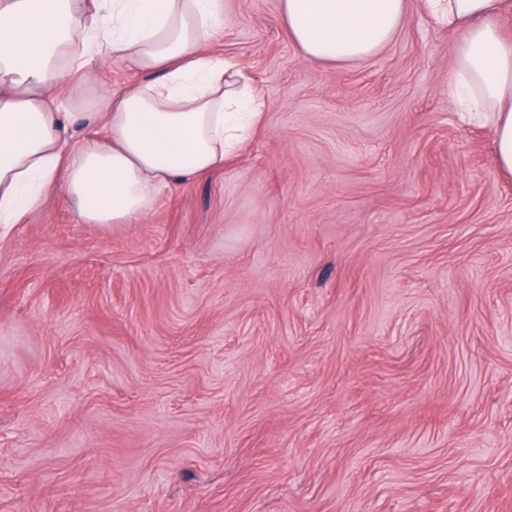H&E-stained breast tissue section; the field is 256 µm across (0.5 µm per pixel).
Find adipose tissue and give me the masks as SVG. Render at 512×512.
Here are the masks:
<instances>
[{
    "mask_svg": "<svg viewBox=\"0 0 512 512\" xmlns=\"http://www.w3.org/2000/svg\"><path fill=\"white\" fill-rule=\"evenodd\" d=\"M512 0H423L440 26L463 30L448 91L460 111L495 116L496 160L512 175ZM406 0H281L288 34L310 61L368 59L397 33ZM224 0H0V237L60 192L87 224H136L161 192L223 166L262 116L239 65L209 49ZM152 82L101 103L85 120L104 134L70 146L73 94L103 51Z\"/></svg>",
    "mask_w": 512,
    "mask_h": 512,
    "instance_id": "ef3b65f1",
    "label": "adipose tissue"
}]
</instances>
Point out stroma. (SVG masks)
I'll return each instance as SVG.
<instances>
[{
  "label": "stroma",
  "mask_w": 512,
  "mask_h": 512,
  "mask_svg": "<svg viewBox=\"0 0 512 512\" xmlns=\"http://www.w3.org/2000/svg\"><path fill=\"white\" fill-rule=\"evenodd\" d=\"M407 4L330 63L224 0L264 113L223 168L0 238V512H512V177ZM94 73L62 111L151 80Z\"/></svg>",
  "instance_id": "1"
}]
</instances>
